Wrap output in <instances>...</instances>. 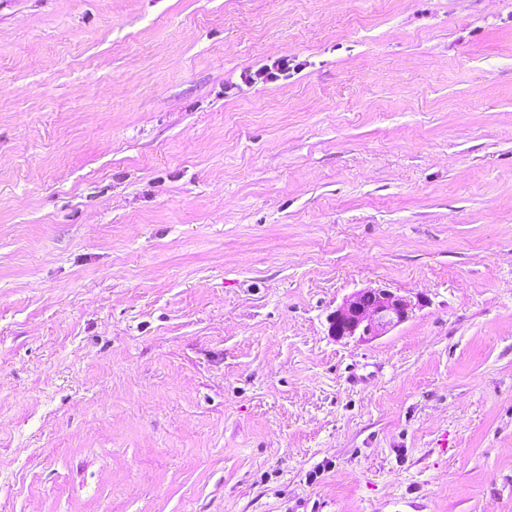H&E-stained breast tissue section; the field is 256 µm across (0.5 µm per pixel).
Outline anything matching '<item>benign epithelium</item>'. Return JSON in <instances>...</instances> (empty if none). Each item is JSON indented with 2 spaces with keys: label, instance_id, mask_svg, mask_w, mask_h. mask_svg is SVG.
<instances>
[{
  "label": "benign epithelium",
  "instance_id": "benign-epithelium-1",
  "mask_svg": "<svg viewBox=\"0 0 512 512\" xmlns=\"http://www.w3.org/2000/svg\"><path fill=\"white\" fill-rule=\"evenodd\" d=\"M416 303L386 288L359 290L330 315L329 332L338 339H372L405 322Z\"/></svg>",
  "mask_w": 512,
  "mask_h": 512
}]
</instances>
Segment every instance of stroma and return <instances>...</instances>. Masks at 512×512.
<instances>
[{"label": "stroma", "instance_id": "35a3bbf8", "mask_svg": "<svg viewBox=\"0 0 512 512\" xmlns=\"http://www.w3.org/2000/svg\"><path fill=\"white\" fill-rule=\"evenodd\" d=\"M0 512H512V0H0ZM290 68V60L279 58L255 71L245 72L241 79L247 83H275L286 78ZM417 297L397 294L386 288L359 290L347 297L330 315L329 332L338 339H372L386 334L405 322L416 305Z\"/></svg>", "mask_w": 512, "mask_h": 512}]
</instances>
